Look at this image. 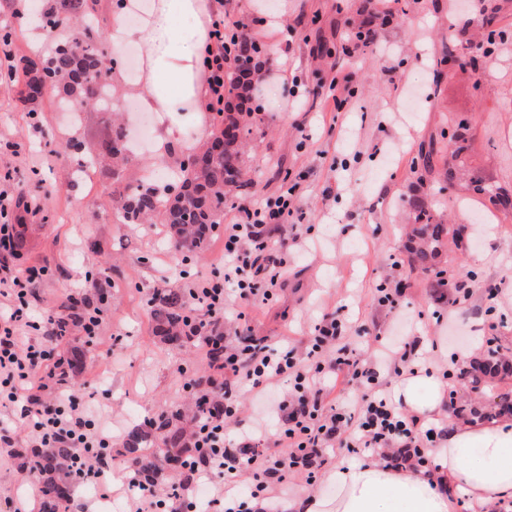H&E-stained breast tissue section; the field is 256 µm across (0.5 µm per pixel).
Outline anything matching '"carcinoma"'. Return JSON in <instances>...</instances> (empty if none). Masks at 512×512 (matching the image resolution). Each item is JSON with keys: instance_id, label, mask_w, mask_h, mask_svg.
<instances>
[{"instance_id": "1", "label": "carcinoma", "mask_w": 512, "mask_h": 512, "mask_svg": "<svg viewBox=\"0 0 512 512\" xmlns=\"http://www.w3.org/2000/svg\"><path fill=\"white\" fill-rule=\"evenodd\" d=\"M34 17L49 31L65 22H77L76 30L60 39L54 52L43 57L25 56L20 66L11 72V78L23 85L21 101L30 112L39 111L43 86L56 92L59 102L71 112H80L83 105L93 103L102 111L107 103L112 84L101 82L98 71L114 63L107 56L103 37L105 29L98 0H45ZM265 50L252 38L241 35L231 43V55L236 60L257 59ZM227 90L224 115L217 119L208 140L192 153L202 155V166L189 169L185 163L172 173V182L161 188L137 186L128 194L118 220L122 224H143L158 220L169 226L176 243L189 251L206 250L212 226L221 223L224 207L232 194H241L251 185L247 179V165L243 149L244 138L250 134L255 108L251 106L255 86L242 77V70L233 65L224 72ZM112 151L99 158L89 157L96 168L107 160L113 164L112 174L128 162L129 135L121 124L112 126ZM442 182L461 185L472 197L488 201L495 209L512 213V192L487 182L480 173L465 165L450 166L442 172ZM413 228L409 263L424 271L432 270L445 241L458 244V230L452 224L435 219L432 205L423 198L410 202ZM188 301L179 288H165L156 293L152 317L158 331L172 341L187 342L192 338L188 325ZM82 319L71 304H62L57 314L60 329L77 326ZM86 354L62 356L64 371L74 376L85 366ZM153 432L131 431L127 448L132 452L147 444L149 462L147 472L156 470V461L175 460L185 454L184 429L172 424V418L162 415L151 423ZM29 469L32 478L42 484L43 512H63L72 495L74 476L71 473L72 449L64 444L41 451L30 449Z\"/></svg>"}]
</instances>
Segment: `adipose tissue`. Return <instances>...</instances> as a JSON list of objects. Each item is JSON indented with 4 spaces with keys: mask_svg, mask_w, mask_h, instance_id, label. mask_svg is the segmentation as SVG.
I'll return each instance as SVG.
<instances>
[{
    "mask_svg": "<svg viewBox=\"0 0 512 512\" xmlns=\"http://www.w3.org/2000/svg\"><path fill=\"white\" fill-rule=\"evenodd\" d=\"M209 7V0H153L147 19L137 27L126 24L124 8L113 7L109 16L113 46L138 43L143 57L141 75L127 84L129 93L140 107L157 113L171 135L205 110L199 50L207 40ZM436 462L466 486L481 512L512 499V421L491 427L450 425ZM330 479L335 498L299 500L297 512H451L447 495L420 473L375 463L340 464Z\"/></svg>",
    "mask_w": 512,
    "mask_h": 512,
    "instance_id": "obj_1",
    "label": "adipose tissue"
}]
</instances>
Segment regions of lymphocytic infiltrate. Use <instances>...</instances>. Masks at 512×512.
Returning a JSON list of instances; mask_svg holds the SVG:
<instances>
[{
  "label": "lymphocytic infiltrate",
  "mask_w": 512,
  "mask_h": 512,
  "mask_svg": "<svg viewBox=\"0 0 512 512\" xmlns=\"http://www.w3.org/2000/svg\"><path fill=\"white\" fill-rule=\"evenodd\" d=\"M209 18L202 65L210 95L207 108L217 113L224 109V67L230 59L227 46L232 33L217 2L212 4ZM294 194V188H286L275 203L245 208L235 223L225 225L223 277L204 279L191 289L193 306L204 310L206 316L192 319L190 326L204 336L202 351L210 379L224 400L214 403L208 395L198 397L193 453L184 462L183 479L171 483L169 493L159 494L156 479L129 469L133 512H168L173 502L178 503L180 512H197L196 502L185 491L202 473L223 481L208 503L212 512H282L278 488L287 474H314L338 448L358 460L381 455L392 469L433 475L440 487H447L445 475L435 474L430 465L431 456L448 438L447 427L441 420L397 407L382 378L385 371L399 365L428 363L418 341L382 342L373 349L371 359H360L345 343L350 321L340 310L323 319L312 344L302 353L290 344L270 345L264 337L245 336L233 343L219 331L226 283L234 284L236 295L247 305L281 287L284 261L270 247L267 227L287 222ZM42 273V268L30 266L12 279H0V397L20 402L19 421L40 447L66 441L73 450L76 475L97 478L111 454V435L95 429L75 394L60 395L51 402L42 397L50 380L61 371L52 346L58 338L56 328L46 329L48 341L44 344L21 339L22 329L31 324L27 290ZM328 351L335 357L326 364L322 356ZM339 375L363 389L359 410L329 409L327 397L333 378ZM283 382L288 391L277 405L253 426L229 437L228 423L241 410L239 391L262 397ZM271 432L289 446L288 453L273 460L264 446ZM246 469L253 470L257 484L244 500L234 489L237 476Z\"/></svg>",
  "instance_id": "lymphocytic-infiltrate-1"
}]
</instances>
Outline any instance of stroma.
I'll use <instances>...</instances> for the list:
<instances>
[{"instance_id":"1","label":"stroma","mask_w":512,"mask_h":512,"mask_svg":"<svg viewBox=\"0 0 512 512\" xmlns=\"http://www.w3.org/2000/svg\"><path fill=\"white\" fill-rule=\"evenodd\" d=\"M368 4L377 14V39L344 53L347 22L360 20ZM473 15L472 0L461 7L456 0H224L226 24L248 23L272 57L253 101L248 137L255 184L225 207L224 221L233 223L242 207L275 199L287 179L300 182L306 214L303 224L277 225L270 236L273 244L288 245L282 288L268 302L245 308L230 300L226 333L264 336L272 344L288 336L302 348L322 316L343 307L351 317V346L363 356L376 338L409 334L437 342L432 358L442 371L457 351L483 359L488 336L512 352V216H495L462 249L443 251L435 271L443 272L447 287H433L435 272L412 267L405 253L407 202L413 197L427 198L438 215L460 226L474 225L488 212L457 191L438 190L436 172L450 156L456 118L471 121L473 164L512 187V111L495 107L512 96V65L500 62L491 82L480 86L471 69L451 71L440 64L453 47L458 19L472 18V31L482 32ZM283 25L296 28L292 42L281 39ZM296 76L311 86L350 77V110L336 111L322 97H297ZM19 93V86L0 83V136L21 145L16 155L0 149V176L10 175L40 213L20 226L14 252L0 254V278L27 266L46 267L28 296L35 315H53L72 290L100 314L90 358L69 385L86 415L112 434V467L104 473L112 498L101 499L98 480H80L68 512H123V471L135 463L126 448L128 432L182 409L202 394L198 381L207 373L201 341L177 344L156 333L153 298L163 283L184 288L220 270L224 239L211 234L207 250L197 255L176 247L164 224L118 223L111 173H78L79 155L100 153L113 113H124L129 129L138 125L140 116L121 85L113 87L111 112H84L76 119L46 95L35 124ZM213 123L206 112L174 136L158 131V138L171 140L165 156L151 148L139 153L123 171V182L141 183L147 168L163 178L196 140L198 126ZM432 140L439 153L428 165L421 147ZM73 141L80 150L70 149ZM468 278L475 284L470 296L456 298L451 282ZM489 285L500 287L497 300L488 299ZM382 286L399 289L395 305L380 303ZM507 390L508 374L489 379L480 395L459 383L448 421L478 424L475 410H488ZM15 420V407L0 406V425L16 429L13 447L0 448V503L10 500L19 512H39L42 487L20 454L33 438Z\"/></svg>"}]
</instances>
